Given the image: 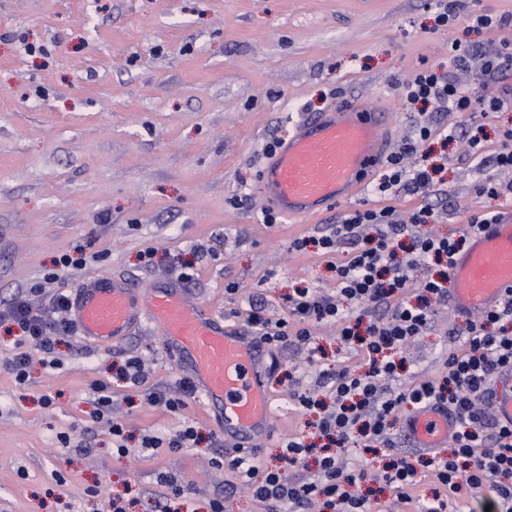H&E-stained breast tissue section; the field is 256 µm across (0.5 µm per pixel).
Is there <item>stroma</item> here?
I'll list each match as a JSON object with an SVG mask.
<instances>
[{
  "instance_id": "obj_1",
  "label": "stroma",
  "mask_w": 512,
  "mask_h": 512,
  "mask_svg": "<svg viewBox=\"0 0 512 512\" xmlns=\"http://www.w3.org/2000/svg\"><path fill=\"white\" fill-rule=\"evenodd\" d=\"M437 12L435 0H0V304L53 272L67 294L97 273L143 289L181 278L193 298L252 339L251 298L279 318L291 288L334 291L326 257L289 245L329 233L352 210L390 205L409 216L429 208L427 229L450 237L472 216L512 210V192H474L501 177L488 158L512 127V111L436 110L438 133L423 150L441 168L438 188L400 189L385 200L369 189L318 218L263 221L265 147L301 118L384 110L395 148L417 115L399 84L418 71H447L481 93L512 88V71L461 75L448 61L452 36L479 55L512 40V24L474 22L480 13L512 20V0H461L446 28ZM451 126L481 128L484 157L468 154L462 140L442 143L440 130ZM65 253L83 256L85 267L58 272ZM462 323L449 302L437 305L431 328L405 352L411 372L441 375L448 353L461 348L448 330ZM312 333L328 353L313 364L288 348H263L275 421L255 456L258 470L282 467V439L311 430L294 391L316 389L321 371L360 365L355 353L337 352L336 324ZM129 354L146 359L150 384L172 388L184 376L156 327L111 346L65 338L53 353L57 367L33 354L24 385L0 367V512H107L115 498L126 512H155L165 498L162 471L185 489L166 498L170 512H210L219 497L224 512H263L235 471L210 467L211 457L233 450L202 396L172 414L113 380V364ZM96 381L109 385L129 447L185 424L199 443L174 456L113 453L106 426L91 418ZM64 434L87 440L90 452L65 446Z\"/></svg>"
}]
</instances>
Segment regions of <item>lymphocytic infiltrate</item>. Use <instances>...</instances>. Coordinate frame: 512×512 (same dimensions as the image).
<instances>
[{
    "label": "lymphocytic infiltrate",
    "instance_id": "1",
    "mask_svg": "<svg viewBox=\"0 0 512 512\" xmlns=\"http://www.w3.org/2000/svg\"><path fill=\"white\" fill-rule=\"evenodd\" d=\"M409 103L434 101L448 112H467L479 106L482 112H496L512 104V91L498 96H476L475 92L451 80L448 74L424 69L405 83ZM434 133L430 117L419 119L413 134L399 151L390 153L374 191L385 194L396 188L412 192L431 187L432 173L421 147ZM496 215L487 212L472 218L466 234L449 238L425 230L424 215H412L401 222L395 211L357 209L341 224L321 236L317 244L331 259L341 245H349L346 259L332 261L335 294L298 288L286 298L287 314L272 320L262 301L252 300L248 322L261 343L277 348H294L315 359L320 346L310 324H340L339 340L363 360L362 372L349 367L337 369L328 399L314 392L295 391L300 410H318V442L301 437L282 441L285 468L258 473L253 457L238 455L231 460L212 457L216 470L233 469L252 498L266 512H391L392 503L411 502V492L419 477L430 478L434 491L422 512H448L449 498L463 499L469 512L480 504L479 493L488 490L495 512H512V425L501 421L492 407L497 403V382L512 371V294L494 308L464 319L457 328L464 349L450 352L444 361L446 373L438 379H424L407 386L402 382L406 347L427 330L436 305L448 299L445 270L453 255L465 248L470 232L493 223ZM443 265L438 276L412 283L409 272L420 264ZM57 274H50L37 292L47 300L32 307L26 294H17L10 306L0 311V324L17 330L18 350L1 366L25 382L30 353L53 352L58 340L74 335L76 327L68 316L71 298L56 290ZM119 377L128 386L140 389L152 406L176 413L193 397L191 379H181L177 393L148 384L143 359L125 358ZM93 421L106 422L112 447L119 454L140 457L159 451L176 453L197 440L192 426L175 434L144 436L139 447L127 449L125 426L112 414V393L107 384L94 383ZM420 409L447 407L456 431L447 454L409 458L396 453L390 431L404 405ZM389 450L382 471L373 472L360 464L345 465L348 453L363 455ZM315 458L317 469L307 477L288 475V467L305 466ZM388 492L385 500L374 498L375 490Z\"/></svg>",
    "mask_w": 512,
    "mask_h": 512
}]
</instances>
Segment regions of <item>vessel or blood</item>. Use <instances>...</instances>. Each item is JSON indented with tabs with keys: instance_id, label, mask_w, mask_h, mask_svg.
I'll list each match as a JSON object with an SVG mask.
<instances>
[{
	"instance_id": "vessel-or-blood-1",
	"label": "vessel or blood",
	"mask_w": 512,
	"mask_h": 512,
	"mask_svg": "<svg viewBox=\"0 0 512 512\" xmlns=\"http://www.w3.org/2000/svg\"><path fill=\"white\" fill-rule=\"evenodd\" d=\"M385 111L338 110L305 117L260 170L269 208L293 219L318 216L328 206L361 195L385 158ZM450 303L457 313L494 307L512 291V212L471 235L453 256ZM71 317L80 337L121 342L143 327H158L163 349L180 361L224 440L255 455L273 429L274 408L256 345L239 335L175 279L142 290L109 274L84 278L73 294ZM404 432L413 447L447 449L455 424L446 409L412 412Z\"/></svg>"
}]
</instances>
